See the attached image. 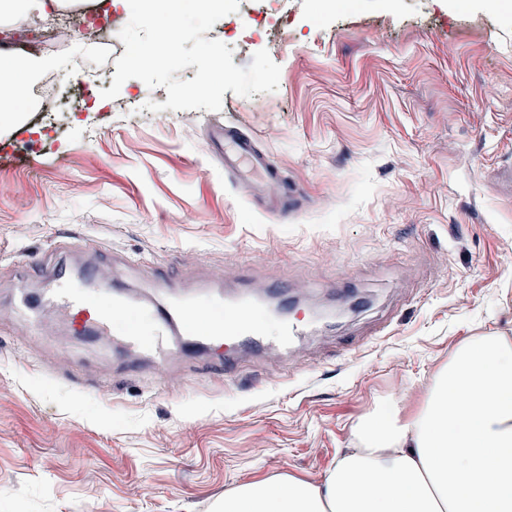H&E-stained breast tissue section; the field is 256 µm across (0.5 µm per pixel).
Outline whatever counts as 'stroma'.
Returning a JSON list of instances; mask_svg holds the SVG:
<instances>
[{"label": "stroma", "instance_id": "obj_1", "mask_svg": "<svg viewBox=\"0 0 512 512\" xmlns=\"http://www.w3.org/2000/svg\"><path fill=\"white\" fill-rule=\"evenodd\" d=\"M268 109L154 113L127 80L101 110L0 129V512H214L229 488L323 482L368 414L418 411L465 342L512 340V15L487 0H283ZM226 44L264 21L216 24ZM110 50H45L62 88L110 89ZM136 100L130 112L121 101ZM254 138L292 192L267 209L224 171L213 124ZM89 265L143 308L300 289L288 350L171 330L165 367L92 338L46 298L43 268ZM26 289L31 309L16 308Z\"/></svg>", "mask_w": 512, "mask_h": 512}]
</instances>
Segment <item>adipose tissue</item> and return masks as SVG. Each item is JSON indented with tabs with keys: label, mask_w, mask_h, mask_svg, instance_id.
Returning a JSON list of instances; mask_svg holds the SVG:
<instances>
[{
	"label": "adipose tissue",
	"mask_w": 512,
	"mask_h": 512,
	"mask_svg": "<svg viewBox=\"0 0 512 512\" xmlns=\"http://www.w3.org/2000/svg\"><path fill=\"white\" fill-rule=\"evenodd\" d=\"M0 56V126L22 119L21 83L50 67ZM360 446L322 484L291 475L237 485L219 512H512V341L464 344L409 416H367Z\"/></svg>",
	"instance_id": "adipose-tissue-1"
}]
</instances>
